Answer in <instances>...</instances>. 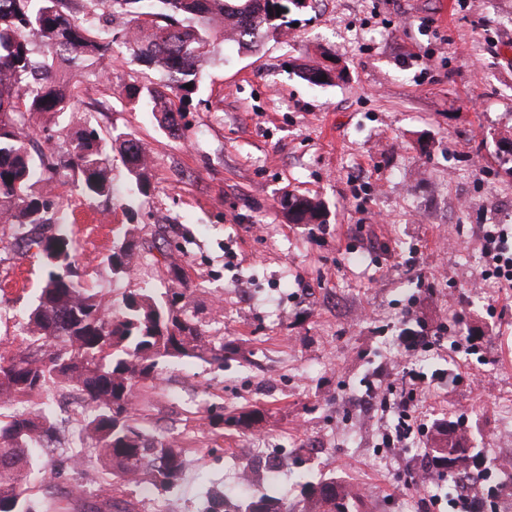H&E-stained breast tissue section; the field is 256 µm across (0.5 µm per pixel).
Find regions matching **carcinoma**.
<instances>
[{
	"label": "carcinoma",
	"instance_id": "obj_1",
	"mask_svg": "<svg viewBox=\"0 0 512 512\" xmlns=\"http://www.w3.org/2000/svg\"><path fill=\"white\" fill-rule=\"evenodd\" d=\"M75 0H0V220L10 225L9 246L21 257H39L47 270L38 303L29 315L25 346L0 352V404L27 402L49 384L69 386L83 396L72 465L84 468L91 460L121 480L143 469L152 470V486L168 489L184 471V450L166 439L149 436L136 426L139 384L160 380L162 358L208 359L224 363V342L203 335L188 316L192 290L182 268L169 255L164 265L170 287L160 294L142 288L122 296L110 307L98 301L78 279V253L62 230L46 233L58 223L47 186L55 179L75 177L90 200L112 197L109 151L118 149L138 191L150 193L152 160L136 138L117 143L94 127H80L63 156L51 151L33 159L27 141L33 120L79 109L66 85L56 77L57 66L68 62L77 73H95L98 61L112 49V25L77 17ZM106 4L110 16L123 19L124 45L133 62L159 69L164 89L128 86L126 95L143 102L162 128L184 133L180 103L197 89L202 65L215 52L217 18L233 30L232 41L250 52L259 50L268 34L288 26V14L302 9L295 0H89ZM282 12L277 13L275 9ZM39 41L44 53L30 48ZM334 69L311 66L303 76L314 85L332 82ZM192 88L187 89L185 85ZM281 206L290 224H324V203L311 195L283 196ZM140 245L125 234L108 263L113 275L128 278L136 271ZM263 412L243 409L231 416L208 418L211 431L260 425ZM47 408L20 415L0 414V512H47L54 501L53 474L40 467L42 441L53 430ZM460 436L439 432L433 456L445 462L464 461ZM276 482L242 490L234 512H353L356 497L335 482L308 489L301 500H288L269 491ZM70 496L77 512H98L86 489L78 485Z\"/></svg>",
	"mask_w": 512,
	"mask_h": 512
}]
</instances>
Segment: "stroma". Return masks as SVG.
<instances>
[{"label": "stroma", "mask_w": 512, "mask_h": 512, "mask_svg": "<svg viewBox=\"0 0 512 512\" xmlns=\"http://www.w3.org/2000/svg\"><path fill=\"white\" fill-rule=\"evenodd\" d=\"M291 20L256 53L218 44L181 106V138L127 99L125 85L160 80L128 52L106 55L107 79L70 86L91 125L134 135L153 158L146 196L116 151L112 199L90 202L76 183H56L82 279L115 304L162 287L159 257L170 252L203 334L224 340V363L167 360L161 384L140 389L138 426L185 450L175 487L137 489L101 467L63 466L62 512L71 487L91 477L107 488L101 512H154L159 499L172 512H204L212 487L233 488L238 470L278 454L288 500L301 498L302 474L358 485L359 512H438L432 502L447 499L459 468L397 489L425 469L430 429L465 432L468 464L485 471L512 455L498 438L512 417V290L481 294L461 280L485 268L483 226H512L500 151L512 136V0H312ZM329 58L342 77L302 78ZM288 192L322 198L327 224L289 223L279 204ZM129 229L158 248L120 279L106 257ZM44 279L37 259L0 247V347L23 345ZM409 336L425 346L408 349ZM470 338L479 353L463 351ZM408 370L430 390L419 408L429 431L388 450L392 414L365 426L360 400ZM73 395L56 386L0 413L49 407L55 430L42 460L62 462ZM218 408H257L265 420L215 434L204 422Z\"/></svg>", "instance_id": "stroma-1"}]
</instances>
